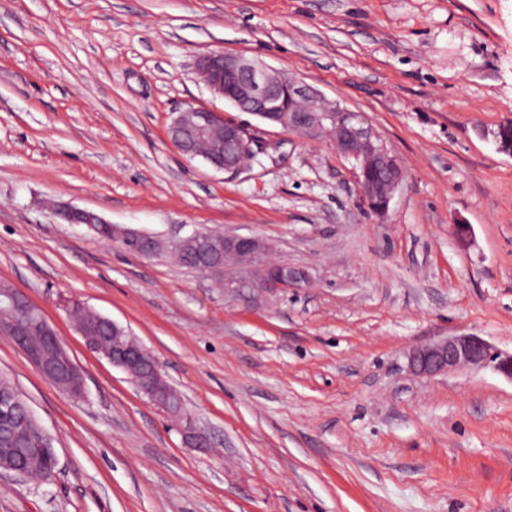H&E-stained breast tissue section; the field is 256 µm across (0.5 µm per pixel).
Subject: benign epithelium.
I'll return each mask as SVG.
<instances>
[{
  "mask_svg": "<svg viewBox=\"0 0 512 512\" xmlns=\"http://www.w3.org/2000/svg\"><path fill=\"white\" fill-rule=\"evenodd\" d=\"M196 67L199 73L206 75L205 83L209 89L239 112H247L264 123L310 138L336 135V150L358 166V192L363 202L375 205L384 214L388 212L404 179V171L397 156L386 148L362 115L338 104L326 110L299 111L295 108L297 101L317 102L321 100L320 94L299 79L242 56L214 51L199 56ZM167 136L170 144L189 158L199 156L195 148L197 141H212L211 152L204 156V160L214 169L231 175L240 173L244 167L239 158L241 143L247 141L256 146V152H264V142L257 130L228 123L223 115L206 108L190 107L178 113L168 127ZM55 215L66 224H83L88 228L107 223L98 213L71 204L59 205ZM159 241V236L140 229L112 226V244L141 257L153 254ZM267 253L268 246L259 237L224 235V259L232 260L234 266L247 271L240 282L224 279V293L246 304H256L282 290L301 288L307 283L304 272L267 261ZM3 305L11 309L13 316L7 322H0V332L12 337L44 378L75 397H84L80 369L28 293L12 287L4 293ZM78 332L90 349L126 374H132L135 368H144L142 376L134 380L138 390L168 415L184 419V403L175 407L169 405L170 384L160 363L143 345L134 340L109 352L91 341L87 324H79ZM31 333L46 337L51 347L26 345L24 337ZM491 363L497 372L512 380V353L498 352L475 335L449 336L415 347L408 354L409 370L425 376L449 369L479 370ZM180 433L184 442L196 448L210 447L207 436L197 431L189 419H185ZM35 434L41 443L36 449L37 454L50 460V467L43 473L41 482L49 483L56 475L57 458L46 431L39 426Z\"/></svg>",
  "mask_w": 512,
  "mask_h": 512,
  "instance_id": "obj_1",
  "label": "benign epithelium"
}]
</instances>
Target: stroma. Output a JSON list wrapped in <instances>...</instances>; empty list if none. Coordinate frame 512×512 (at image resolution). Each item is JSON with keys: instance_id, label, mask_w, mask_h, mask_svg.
<instances>
[{"instance_id": "obj_1", "label": "stroma", "mask_w": 512, "mask_h": 512, "mask_svg": "<svg viewBox=\"0 0 512 512\" xmlns=\"http://www.w3.org/2000/svg\"><path fill=\"white\" fill-rule=\"evenodd\" d=\"M212 51L364 115L404 170L387 215L333 140L214 95L195 71ZM189 107L260 127L271 156L231 176L182 155L166 127ZM511 121L512 0H0V283L86 387L0 335V380L58 459L40 486L0 475V512H512V380L406 360L458 334L512 351V156L493 138ZM61 202L163 238L258 236L309 281L248 305L63 223ZM69 300L156 357L211 448L86 348ZM3 298V305L11 309L13 316L7 322H0L1 333L12 337L36 371L44 378L63 391L83 398L85 387L82 373L41 309L21 288L12 286L9 291L4 292ZM32 317L36 318L35 322H31ZM30 333H38L39 336H29ZM24 336H28V341L31 343H39L42 341L41 336H45L52 347L27 346Z\"/></svg>"}]
</instances>
